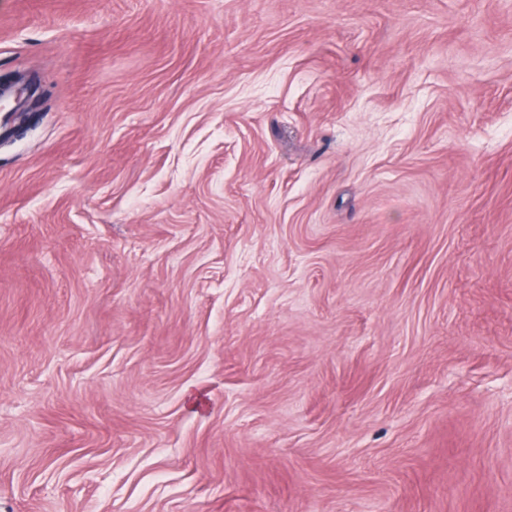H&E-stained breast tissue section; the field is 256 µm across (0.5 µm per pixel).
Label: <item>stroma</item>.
<instances>
[{
  "mask_svg": "<svg viewBox=\"0 0 512 512\" xmlns=\"http://www.w3.org/2000/svg\"><path fill=\"white\" fill-rule=\"evenodd\" d=\"M0 512H512V0H0Z\"/></svg>",
  "mask_w": 512,
  "mask_h": 512,
  "instance_id": "35a3bbf8",
  "label": "stroma"
}]
</instances>
